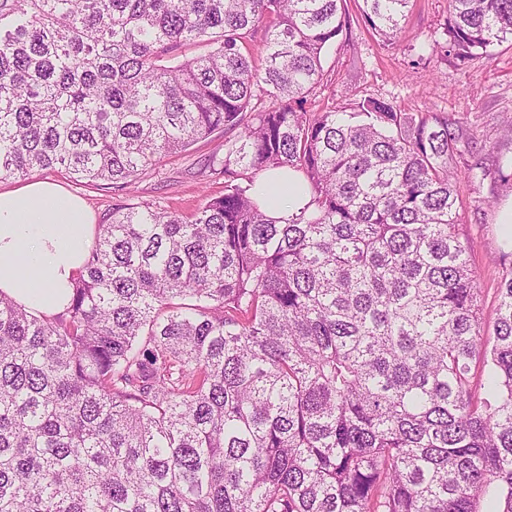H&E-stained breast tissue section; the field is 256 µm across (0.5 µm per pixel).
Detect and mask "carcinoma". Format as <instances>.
I'll return each instance as SVG.
<instances>
[{
	"label": "carcinoma",
	"mask_w": 512,
	"mask_h": 512,
	"mask_svg": "<svg viewBox=\"0 0 512 512\" xmlns=\"http://www.w3.org/2000/svg\"><path fill=\"white\" fill-rule=\"evenodd\" d=\"M343 2L0 0V181L117 196L63 313L0 295V512H512V271L486 335L448 118L304 109ZM362 2L394 44L411 0ZM445 33L512 40V0ZM218 130L223 195L124 197ZM277 168L313 195L285 224ZM269 185L278 187L276 197H269L265 188ZM257 199L262 209L278 224H285L289 218L298 214L312 201V195L304 176L288 168L266 173L256 185Z\"/></svg>",
	"instance_id": "1"
}]
</instances>
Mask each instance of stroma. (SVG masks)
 <instances>
[{
  "label": "stroma",
  "instance_id": "obj_1",
  "mask_svg": "<svg viewBox=\"0 0 512 512\" xmlns=\"http://www.w3.org/2000/svg\"><path fill=\"white\" fill-rule=\"evenodd\" d=\"M345 8L348 22L322 61L324 83L305 108L340 110L371 97L417 117L438 113L456 122L459 232L484 309L492 311L501 278L512 272V249L502 242L497 222L512 185L499 181L495 166L512 160V42L465 60L434 52V44L446 40L448 0H411L396 45L386 46L362 20L358 0H345ZM224 140L217 132L187 152L166 157L130 186L131 196L193 213L224 192L223 176L198 171L204 158L223 155Z\"/></svg>",
  "mask_w": 512,
  "mask_h": 512
}]
</instances>
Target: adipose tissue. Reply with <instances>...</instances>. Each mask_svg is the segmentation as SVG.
<instances>
[{
    "label": "adipose tissue",
    "mask_w": 512,
    "mask_h": 512,
    "mask_svg": "<svg viewBox=\"0 0 512 512\" xmlns=\"http://www.w3.org/2000/svg\"><path fill=\"white\" fill-rule=\"evenodd\" d=\"M262 209L278 223L307 207L312 195L299 172L266 173L256 185ZM94 242L92 215L54 181L0 188V294L25 309L63 312Z\"/></svg>",
    "instance_id": "obj_1"
}]
</instances>
